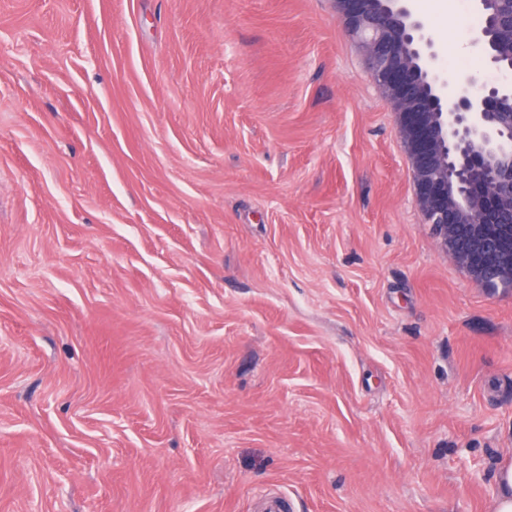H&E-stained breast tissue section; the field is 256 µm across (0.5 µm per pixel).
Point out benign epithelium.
I'll return each instance as SVG.
<instances>
[{"label":"benign epithelium","instance_id":"1","mask_svg":"<svg viewBox=\"0 0 512 512\" xmlns=\"http://www.w3.org/2000/svg\"><path fill=\"white\" fill-rule=\"evenodd\" d=\"M480 29L488 63L512 70V0H495ZM365 48L372 76L394 105L425 223L465 273L492 294L512 292V83L466 75L445 95L427 67L423 21L403 0H336Z\"/></svg>","mask_w":512,"mask_h":512}]
</instances>
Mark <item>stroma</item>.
I'll use <instances>...</instances> for the list:
<instances>
[{"instance_id": "35a3bbf8", "label": "stroma", "mask_w": 512, "mask_h": 512, "mask_svg": "<svg viewBox=\"0 0 512 512\" xmlns=\"http://www.w3.org/2000/svg\"><path fill=\"white\" fill-rule=\"evenodd\" d=\"M502 459L512 293L334 0H0V512H494Z\"/></svg>"}]
</instances>
